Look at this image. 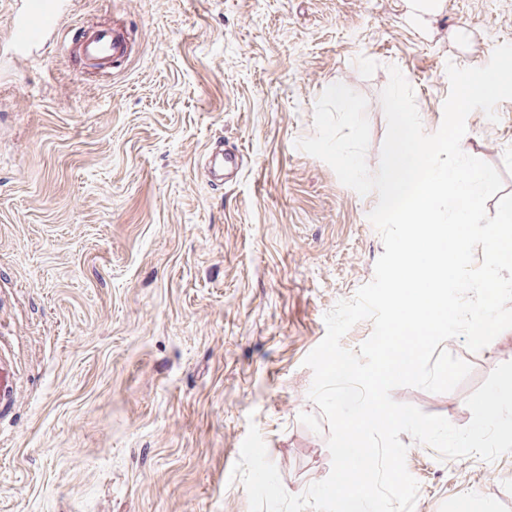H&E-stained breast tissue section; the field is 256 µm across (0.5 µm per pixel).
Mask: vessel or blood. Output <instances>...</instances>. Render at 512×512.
I'll return each mask as SVG.
<instances>
[{"label": "vessel or blood", "mask_w": 512, "mask_h": 512, "mask_svg": "<svg viewBox=\"0 0 512 512\" xmlns=\"http://www.w3.org/2000/svg\"><path fill=\"white\" fill-rule=\"evenodd\" d=\"M65 8L62 0L45 10H24L13 13L7 20L9 48L17 57L29 56L33 49L47 40H54L55 50L62 56L79 57L90 69L109 73L137 53V43L127 29L123 18H114L111 24L80 26L72 29L63 21ZM243 158L238 150L216 142L209 160L208 178L220 183L225 171L240 172Z\"/></svg>", "instance_id": "obj_1"}]
</instances>
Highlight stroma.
Returning a JSON list of instances; mask_svg holds the SVG:
<instances>
[{
	"label": "stroma",
	"mask_w": 512,
	"mask_h": 512,
	"mask_svg": "<svg viewBox=\"0 0 512 512\" xmlns=\"http://www.w3.org/2000/svg\"><path fill=\"white\" fill-rule=\"evenodd\" d=\"M69 16L131 20L139 53L111 77L51 49L0 44V512H249L231 472L256 426L284 489L331 471L303 361L324 316L372 281L377 193L298 149L318 98L367 100L380 164L390 67L426 133L447 64L512 43V0H69ZM476 110L468 155L512 194V100ZM243 149L212 185L216 139ZM453 391L392 398L466 426L512 329L473 352ZM414 512H512V453L444 459L401 434Z\"/></svg>",
	"instance_id": "stroma-1"
}]
</instances>
